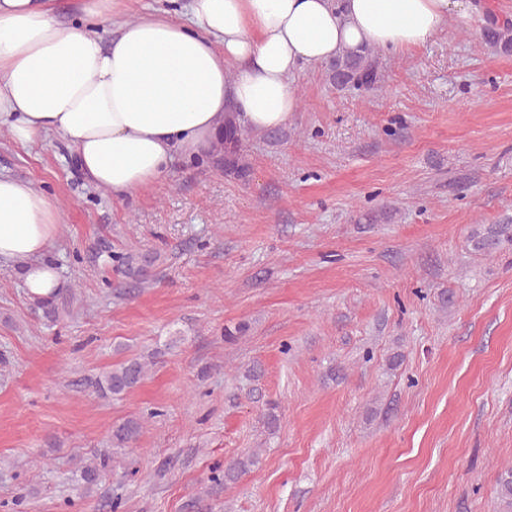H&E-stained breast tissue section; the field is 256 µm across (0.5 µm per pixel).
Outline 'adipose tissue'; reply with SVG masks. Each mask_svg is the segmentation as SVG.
Wrapping results in <instances>:
<instances>
[{
    "mask_svg": "<svg viewBox=\"0 0 512 512\" xmlns=\"http://www.w3.org/2000/svg\"><path fill=\"white\" fill-rule=\"evenodd\" d=\"M128 0H82L62 25L56 0H0V125L27 146L53 135L87 180L130 198L207 152L236 109L261 134L297 111L299 73L346 51L392 54L425 45L449 0H190L188 23L167 14L123 19ZM117 22L114 37L92 21ZM63 214L29 183L0 174V260L25 263L29 296L58 292L42 262Z\"/></svg>",
    "mask_w": 512,
    "mask_h": 512,
    "instance_id": "ef3b65f1",
    "label": "adipose tissue"
}]
</instances>
